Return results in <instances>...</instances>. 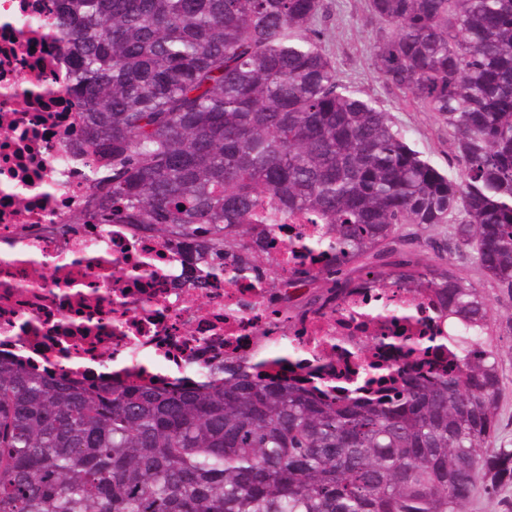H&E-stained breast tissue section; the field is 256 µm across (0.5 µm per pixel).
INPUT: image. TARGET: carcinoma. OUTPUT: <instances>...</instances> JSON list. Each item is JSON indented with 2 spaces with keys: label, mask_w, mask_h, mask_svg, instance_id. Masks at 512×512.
<instances>
[{
  "label": "carcinoma",
  "mask_w": 512,
  "mask_h": 512,
  "mask_svg": "<svg viewBox=\"0 0 512 512\" xmlns=\"http://www.w3.org/2000/svg\"><path fill=\"white\" fill-rule=\"evenodd\" d=\"M383 81L448 126L440 171L387 113L340 83L315 22L324 0H60L45 20L70 56L58 91L112 156L89 172L95 215L183 239L226 274L254 225L326 224L319 280L368 277L440 294L451 362H411L367 394L261 379L75 386L0 358V512H466L512 488L492 448L502 354L481 290L418 228L512 289V0H368Z\"/></svg>",
  "instance_id": "carcinoma-1"
}]
</instances>
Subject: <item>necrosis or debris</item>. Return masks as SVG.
<instances>
[{"mask_svg": "<svg viewBox=\"0 0 512 512\" xmlns=\"http://www.w3.org/2000/svg\"><path fill=\"white\" fill-rule=\"evenodd\" d=\"M56 9L0 0V357L79 385L170 388L256 360L265 379L353 388L373 367L406 365L391 337L424 347L457 334L433 290L411 299L392 280L307 304L334 255L308 250L326 227L299 214L272 232L256 226L269 268L206 288L193 285L187 244L87 216L93 154L77 146L79 102L55 91L69 67L44 25Z\"/></svg>", "mask_w": 512, "mask_h": 512, "instance_id": "necrosis-or-debris-1", "label": "necrosis or debris"}]
</instances>
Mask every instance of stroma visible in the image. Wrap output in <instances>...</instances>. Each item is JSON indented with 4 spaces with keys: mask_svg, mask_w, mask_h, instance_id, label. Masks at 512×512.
I'll use <instances>...</instances> for the list:
<instances>
[{
    "mask_svg": "<svg viewBox=\"0 0 512 512\" xmlns=\"http://www.w3.org/2000/svg\"><path fill=\"white\" fill-rule=\"evenodd\" d=\"M328 14L319 27L321 47L336 67L342 83L357 89L387 112L393 124L424 158L450 176H458L461 166L448 140V128L433 113L421 108L410 95L384 83L372 61V45L379 25L367 10L366 0H326ZM451 260L467 271L481 288L491 313L492 332L502 353V398L498 430L492 447H512V290L487 279L465 251H455Z\"/></svg>",
    "mask_w": 512,
    "mask_h": 512,
    "instance_id": "1",
    "label": "stroma"
}]
</instances>
